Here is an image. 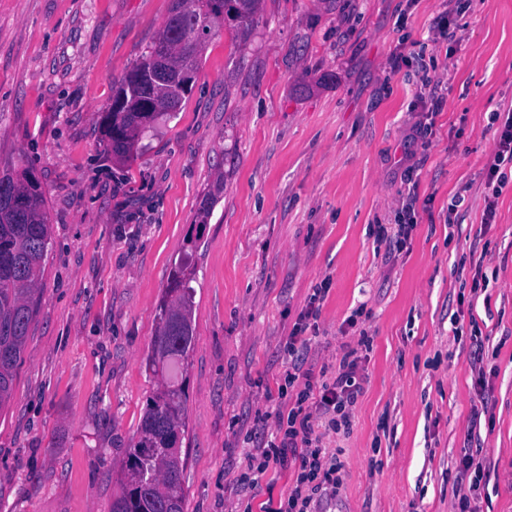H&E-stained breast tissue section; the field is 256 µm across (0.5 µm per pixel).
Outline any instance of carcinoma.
Returning a JSON list of instances; mask_svg holds the SVG:
<instances>
[{
    "label": "carcinoma",
    "instance_id": "1",
    "mask_svg": "<svg viewBox=\"0 0 512 512\" xmlns=\"http://www.w3.org/2000/svg\"><path fill=\"white\" fill-rule=\"evenodd\" d=\"M262 0H174L159 37L127 73L102 117V135L113 159L124 162L140 148L146 129L177 109L193 88L205 51L218 29L230 24L241 40L250 34ZM0 411L11 395L35 318L37 284L50 242L45 197L31 175L0 176ZM207 192L197 215L207 220L218 200ZM200 232H189L185 257L174 264L157 307V327L144 359L156 380L146 398L136 440L127 450L112 512H184V460L188 391L186 368L194 345L190 257Z\"/></svg>",
    "mask_w": 512,
    "mask_h": 512
}]
</instances>
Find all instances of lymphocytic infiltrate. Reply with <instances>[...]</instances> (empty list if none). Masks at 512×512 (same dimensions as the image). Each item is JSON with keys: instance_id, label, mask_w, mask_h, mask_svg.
I'll return each instance as SVG.
<instances>
[{"instance_id": "obj_1", "label": "lymphocytic infiltrate", "mask_w": 512, "mask_h": 512, "mask_svg": "<svg viewBox=\"0 0 512 512\" xmlns=\"http://www.w3.org/2000/svg\"><path fill=\"white\" fill-rule=\"evenodd\" d=\"M498 127L494 149L484 165L482 190L485 223H493L498 200L512 182V108L493 113ZM489 284L482 264H475L469 294L457 295L456 309L450 316L455 336H468L473 389L478 400H485L495 375L486 358V336L477 319H466L465 302L477 299ZM468 321L471 330L463 332L460 323ZM371 338L360 331L355 346L344 347L332 376L316 380L308 365V340L288 338V370L278 383L275 399L281 409L275 416L270 435L258 441L248 454L247 467L236 479L240 493L253 491L260 476L269 469L292 467L291 484L286 496L267 501L263 512H321L325 498L339 494L343 485L344 464L338 452L325 447L326 432L350 433L354 410L363 391L365 376L359 369L360 350L369 349ZM455 476L456 495L451 512H479L483 462L467 453L460 457Z\"/></svg>"}]
</instances>
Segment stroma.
<instances>
[{"label": "stroma", "instance_id": "stroma-1", "mask_svg": "<svg viewBox=\"0 0 512 512\" xmlns=\"http://www.w3.org/2000/svg\"><path fill=\"white\" fill-rule=\"evenodd\" d=\"M452 2L459 42L436 32ZM170 8L0 0V173L35 176L51 226L35 322L0 412V512H112L151 388L143 359L157 306L219 178L192 260L185 512H260L287 492L291 475L277 468L250 500L233 479L275 411L265 395L320 285L310 363L355 345L359 329L372 338L353 428L325 437L345 465L329 512H449V471L476 450L483 512H512V190L491 224L481 195L489 116L512 105V0H262L248 39L221 28L191 93L116 163L101 116ZM402 42L416 57L398 70ZM427 80L442 109L425 135ZM409 204L408 249L378 248L377 226ZM479 261L497 281L474 314L500 350L490 416L475 426L448 303Z\"/></svg>", "mask_w": 512, "mask_h": 512}]
</instances>
